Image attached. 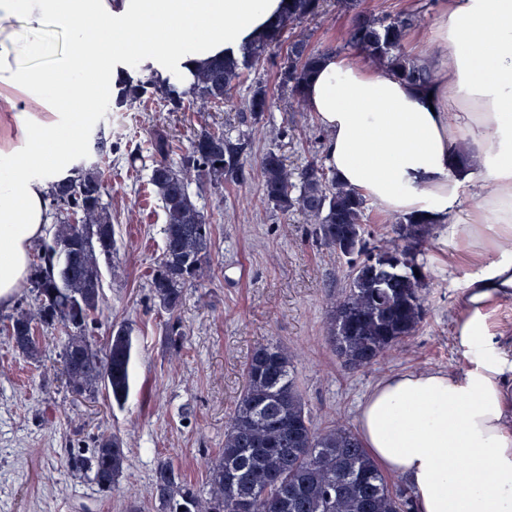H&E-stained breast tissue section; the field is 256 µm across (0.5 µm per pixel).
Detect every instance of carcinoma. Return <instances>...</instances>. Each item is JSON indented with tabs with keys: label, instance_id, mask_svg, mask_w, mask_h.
Wrapping results in <instances>:
<instances>
[{
	"label": "carcinoma",
	"instance_id": "carcinoma-1",
	"mask_svg": "<svg viewBox=\"0 0 512 512\" xmlns=\"http://www.w3.org/2000/svg\"><path fill=\"white\" fill-rule=\"evenodd\" d=\"M325 0H292L283 16L245 47L239 60L224 58L202 67L189 91L178 92L152 79L123 88L115 106L160 101L171 110L185 107L189 96L199 107V129L180 162L170 159L167 137L154 136L155 155L148 185L164 214L162 256L149 276L154 300L173 315L183 303L184 290L206 274L212 224L189 192L191 181L213 186L240 184L246 167L245 135L209 127L211 104H233L232 91L244 73L266 60L282 42L286 28L322 13ZM360 0H343L354 13L345 45L363 52L397 75L419 85L430 81L419 60L408 55L407 31L422 19L426 5L410 12L378 17L358 10ZM325 52L310 48L304 38L293 40L277 70L278 85L305 111L303 86ZM273 105L266 86L250 88L245 109L261 120ZM268 204L282 212L299 209L313 226L320 245L346 260L347 281L341 296L330 300L328 335L342 365L367 368L418 331L424 319L428 274L423 238L431 220L395 216L400 239L385 247L370 243L367 203L362 195L338 183L330 170L312 161L300 173L288 169L270 148L256 171ZM107 185L98 165L79 164L72 175L52 183V206L60 214L51 242L36 245L30 283L33 298L16 308L0 328L23 357L43 355L40 327L57 332L56 345L71 392H105L112 404L124 407L130 390L132 330L112 326L105 349L97 347L89 325L102 314L101 266L120 269L112 212L104 203ZM78 213L88 231L81 232L69 216ZM168 343L180 348L182 324L165 330ZM124 440L102 432L88 454L68 456L70 472L92 475L101 491L112 489L127 468ZM207 490L187 484L174 467L156 468L151 494L157 512H416L413 492L388 482L351 428L332 422L314 425L295 380L288 352L267 343L256 347L247 363L245 385L224 431V448L207 464Z\"/></svg>",
	"mask_w": 512,
	"mask_h": 512
}]
</instances>
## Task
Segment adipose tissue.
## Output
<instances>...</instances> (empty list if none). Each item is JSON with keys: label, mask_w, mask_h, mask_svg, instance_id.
Masks as SVG:
<instances>
[{"label": "adipose tissue", "mask_w": 512, "mask_h": 512, "mask_svg": "<svg viewBox=\"0 0 512 512\" xmlns=\"http://www.w3.org/2000/svg\"><path fill=\"white\" fill-rule=\"evenodd\" d=\"M284 0H0V305L29 274L102 102L150 77L189 90L235 57ZM431 81L327 54L305 87L337 180L383 214L446 227L449 258L473 273L462 298L463 374L406 372L376 385L359 432L383 472L412 483L419 512H512V389L487 324L512 295V0H439Z\"/></svg>", "instance_id": "adipose-tissue-1"}]
</instances>
